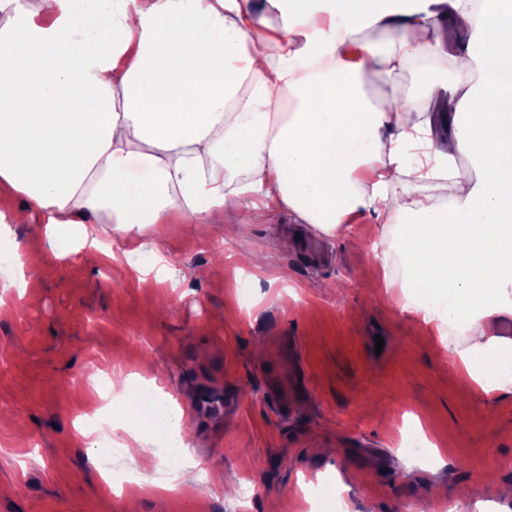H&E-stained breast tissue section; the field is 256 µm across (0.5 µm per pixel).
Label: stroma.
I'll list each match as a JSON object with an SVG mask.
<instances>
[{
    "label": "stroma",
    "instance_id": "35a3bbf8",
    "mask_svg": "<svg viewBox=\"0 0 512 512\" xmlns=\"http://www.w3.org/2000/svg\"><path fill=\"white\" fill-rule=\"evenodd\" d=\"M247 212L227 209L206 239L190 224L145 229L144 240L163 238L160 280L146 255L58 259L28 224L0 237L26 271L0 314V512H128L129 494L101 477L111 444L91 449L80 432L100 370L155 382L189 431L175 456L151 444L136 463L120 457L170 486L139 512H336L319 495L335 478L351 512H446L460 488L482 500L487 481L512 485V397L481 394L419 316L378 302L384 279L404 274L398 256L373 252L380 224L325 236L280 209L229 237L225 225ZM243 251L271 264L251 273L247 305ZM278 265L288 282H272ZM411 415L440 459L408 448ZM216 473L237 476L236 495L213 488Z\"/></svg>",
    "mask_w": 512,
    "mask_h": 512
}]
</instances>
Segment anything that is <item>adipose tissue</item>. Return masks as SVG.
Masks as SVG:
<instances>
[{"label": "adipose tissue", "instance_id": "adipose-tissue-1", "mask_svg": "<svg viewBox=\"0 0 512 512\" xmlns=\"http://www.w3.org/2000/svg\"><path fill=\"white\" fill-rule=\"evenodd\" d=\"M272 2L288 21L271 33L253 0H0V224L34 225L59 258L80 232L117 264L144 227L204 230L245 198L248 223L285 208L324 235L374 217L403 310L479 391L512 395V0H486L478 27L464 0ZM367 27L390 43L355 45ZM453 41L446 80L421 75L424 95L463 94L447 136L415 100L366 98L370 74L395 80ZM430 178L448 207L413 197Z\"/></svg>", "mask_w": 512, "mask_h": 512}]
</instances>
